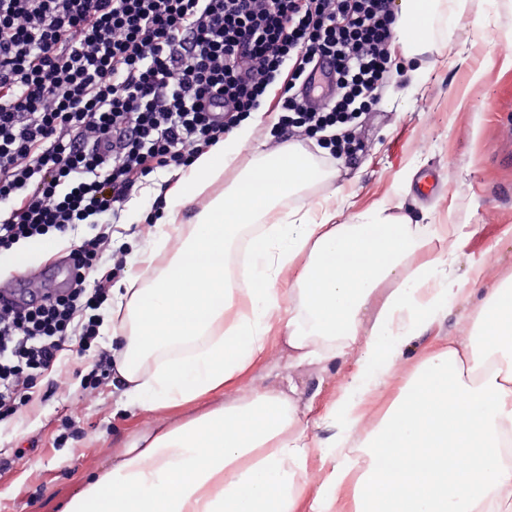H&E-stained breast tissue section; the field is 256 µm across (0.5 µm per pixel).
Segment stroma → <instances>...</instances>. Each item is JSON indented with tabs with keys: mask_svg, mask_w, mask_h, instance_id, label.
Returning <instances> with one entry per match:
<instances>
[{
	"mask_svg": "<svg viewBox=\"0 0 512 512\" xmlns=\"http://www.w3.org/2000/svg\"><path fill=\"white\" fill-rule=\"evenodd\" d=\"M457 22L433 15L431 44L422 55L404 60L359 134L352 159H332L307 145L330 181L308 191L317 208L311 220L333 215L341 224L357 212L386 206L412 223L427 224V251H444L447 262L437 271L443 281L460 284L470 296L452 299L447 312L424 321L393 370L381 379L367 405L382 415L418 365L463 336L475 319L487 289L512 279V0H458ZM498 33L503 48L490 46ZM277 115L252 120L251 145L208 189L225 190L284 133ZM427 169L445 173L441 191L423 198L415 186ZM161 170L131 191L117 214L98 216L111 228L112 251H157L165 268L172 253L163 248L168 224H150L164 205L159 193L167 179ZM286 321L268 332L267 355L257 359L240 380L244 388L295 386L294 398L306 435L315 446L308 458L313 473H328L335 462L331 444L338 430L333 410L356 373L362 343L320 342L321 358L300 361L285 337ZM112 351V336L99 332L81 354H66L61 366L45 371L35 394L17 414L0 420V457L11 458L0 470V512H63L112 456L158 424L177 422L209 408L213 398L171 409H143L128 404L127 387L118 375L94 385L96 366Z\"/></svg>",
	"mask_w": 512,
	"mask_h": 512,
	"instance_id": "1",
	"label": "stroma"
}]
</instances>
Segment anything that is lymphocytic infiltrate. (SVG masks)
Here are the masks:
<instances>
[{"label":"lymphocytic infiltrate","instance_id":"obj_1","mask_svg":"<svg viewBox=\"0 0 512 512\" xmlns=\"http://www.w3.org/2000/svg\"><path fill=\"white\" fill-rule=\"evenodd\" d=\"M394 0H0V254L74 237L73 286L32 282L0 304V417L33 393L37 372L98 334L109 296L106 231L77 236L118 211L160 169L187 167L258 111L271 88L280 129L305 141L336 116L367 111L387 75ZM322 57L336 96L313 108L296 89Z\"/></svg>","mask_w":512,"mask_h":512}]
</instances>
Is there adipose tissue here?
<instances>
[{
  "label": "adipose tissue",
  "instance_id": "1",
  "mask_svg": "<svg viewBox=\"0 0 512 512\" xmlns=\"http://www.w3.org/2000/svg\"><path fill=\"white\" fill-rule=\"evenodd\" d=\"M438 3L401 0L394 44L405 55L422 51ZM250 137V126H241L194 159L189 181L169 191L159 218L190 223L191 233L180 237L160 274L155 254L132 251L134 273L112 292V311L120 316L112 325L119 342L114 366L138 407H182L233 384L266 354L271 322L283 315L288 346L299 358L316 357L319 337L356 341L374 289L415 260L430 236L427 225L384 206L330 226L292 214L253 241V262L239 278L226 277L239 226L257 222L260 212H272L322 176L295 144H284L224 196L186 215L188 203ZM444 263V252L431 253L395 288L336 404V448L366 431L357 449L360 472L345 457L314 481L294 400L278 390L241 388L231 401L131 442L65 512H300L314 482L313 512H331L349 482L354 512H503L512 501V465L501 459L504 443L512 441V286L485 294L461 345L418 366L384 415L372 419L365 410L422 319L460 296L454 283L435 278ZM169 347L175 356L144 374V359Z\"/></svg>",
  "mask_w": 512,
  "mask_h": 512
}]
</instances>
